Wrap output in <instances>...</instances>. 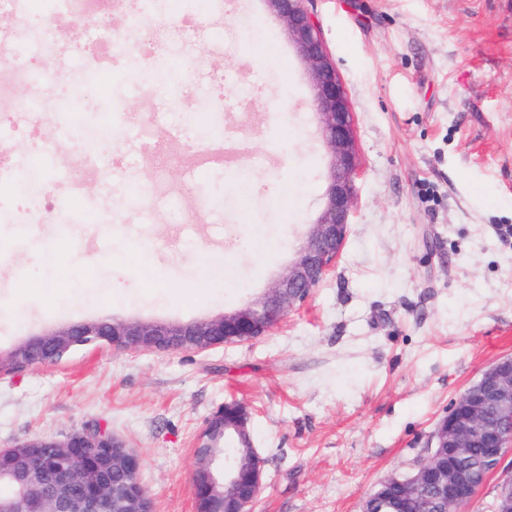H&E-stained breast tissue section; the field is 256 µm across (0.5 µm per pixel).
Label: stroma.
<instances>
[{
    "label": "stroma",
    "instance_id": "stroma-1",
    "mask_svg": "<svg viewBox=\"0 0 512 512\" xmlns=\"http://www.w3.org/2000/svg\"><path fill=\"white\" fill-rule=\"evenodd\" d=\"M351 100L363 171L336 269L268 336L203 354L103 344L0 378V448L102 427L141 459L153 512H194L193 446L247 405L265 479L253 512H361L428 455L451 403L512 357V7L503 0H309ZM163 57L196 75L172 105L143 75L89 90L112 114L111 168L59 197L57 222L0 224V352L90 320L187 323L261 297L316 221L327 151L306 62L265 0H228ZM226 76L223 112L208 78ZM109 112V111H108ZM196 123L244 140L225 169L157 171L130 134ZM123 170L149 191L108 188ZM269 191H246V178ZM108 209L106 224L71 221ZM160 274L161 285L143 282ZM27 313L16 329L14 307Z\"/></svg>",
    "mask_w": 512,
    "mask_h": 512
}]
</instances>
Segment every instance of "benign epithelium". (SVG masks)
<instances>
[{
    "instance_id": "1",
    "label": "benign epithelium",
    "mask_w": 512,
    "mask_h": 512,
    "mask_svg": "<svg viewBox=\"0 0 512 512\" xmlns=\"http://www.w3.org/2000/svg\"><path fill=\"white\" fill-rule=\"evenodd\" d=\"M283 21L288 38L306 61L312 103L321 119V136L329 154L323 205L306 242L285 274L257 300L200 321L156 324L136 320L88 321L29 338L0 354V374L35 365H52L78 347L108 343L114 348L140 351L202 353L224 344L255 341L265 336L302 306L314 288L336 265L345 245L355 203V178L360 152L351 102L335 64L322 42L305 0H266ZM250 414L241 403H226L209 418L199 439L193 495L196 512H215L217 487L223 488L224 512H249L252 498L238 492L247 481L253 492L264 481L262 458L248 447L252 465L245 470L227 462L215 466L217 456L206 452L224 437V429L247 433ZM482 445L483 463L502 472L493 512H512V357L483 371L463 396L452 403L431 437L427 458L403 479L389 476L384 484L400 482L408 496L420 486L430 489L424 512H459L479 488L458 470L456 461ZM8 460L0 471L20 489L36 494L37 512H152L141 486L138 456L103 428L72 432L61 439L38 438L0 449Z\"/></svg>"
}]
</instances>
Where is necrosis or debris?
Returning <instances> with one entry per match:
<instances>
[{"label": "necrosis or debris", "mask_w": 512, "mask_h": 512, "mask_svg": "<svg viewBox=\"0 0 512 512\" xmlns=\"http://www.w3.org/2000/svg\"><path fill=\"white\" fill-rule=\"evenodd\" d=\"M127 24L139 38L117 42L112 29V0H0V182L20 183L24 169H39L40 179L23 185L19 196L0 206V221L14 224H46L54 205L44 186L52 170L46 157L53 155L55 141L70 139L82 124L81 104L92 78L111 77L113 58L126 52L143 71L158 70L157 47L171 20L157 15L154 0H130ZM82 29V43L69 46L66 28ZM75 48L90 58L92 73L70 79L65 99L50 95L57 81V60ZM68 113L70 122L55 127L54 140L37 136L45 113ZM28 140L19 150L18 140Z\"/></svg>", "instance_id": "necrosis-or-debris-1"}]
</instances>
